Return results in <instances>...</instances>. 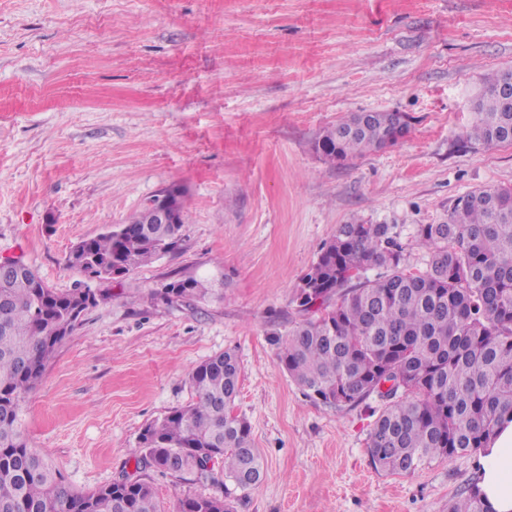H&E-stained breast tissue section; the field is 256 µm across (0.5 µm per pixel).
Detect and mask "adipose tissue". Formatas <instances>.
<instances>
[{"label":"adipose tissue","instance_id":"obj_1","mask_svg":"<svg viewBox=\"0 0 512 512\" xmlns=\"http://www.w3.org/2000/svg\"><path fill=\"white\" fill-rule=\"evenodd\" d=\"M478 490L488 512H512V421H504L478 457Z\"/></svg>","mask_w":512,"mask_h":512}]
</instances>
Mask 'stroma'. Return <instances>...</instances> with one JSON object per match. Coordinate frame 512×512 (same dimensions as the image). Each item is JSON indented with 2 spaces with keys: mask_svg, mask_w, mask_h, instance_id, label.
Wrapping results in <instances>:
<instances>
[{
  "mask_svg": "<svg viewBox=\"0 0 512 512\" xmlns=\"http://www.w3.org/2000/svg\"><path fill=\"white\" fill-rule=\"evenodd\" d=\"M512 66V0H0V256L50 287L101 298L23 404L30 444L76 490L136 475L145 426L192 404V370L234 351V411L265 474L236 512H448L477 454L414 473L367 453L383 406L310 399L277 365L303 314L300 279L337 227L393 224L410 272L418 225L512 186V144L461 139L488 72ZM355 112H400L395 146L340 164L315 149ZM185 197L181 247L119 281L87 282L71 249L160 190ZM224 285L168 302L169 279ZM162 512L223 495L152 473Z\"/></svg>",
  "mask_w": 512,
  "mask_h": 512,
  "instance_id": "stroma-1",
  "label": "stroma"
}]
</instances>
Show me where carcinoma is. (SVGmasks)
I'll list each match as a JSON object with an SVG mask.
<instances>
[{"label":"carcinoma","instance_id":"obj_1","mask_svg":"<svg viewBox=\"0 0 512 512\" xmlns=\"http://www.w3.org/2000/svg\"><path fill=\"white\" fill-rule=\"evenodd\" d=\"M512 68L483 78L476 121L464 132L483 146L512 143ZM409 132L399 112H358L323 132L330 163L395 145ZM139 210L83 240L67 264L88 280L124 277L180 248L184 214L148 224ZM425 271L406 270L393 224H341L302 277L306 314L279 346L277 364L312 399L330 406L386 402L368 435L373 468L411 474L435 457L485 447L512 417V186L457 198L443 224H420ZM379 270L371 277L368 272ZM208 279L166 283L168 301L203 296ZM90 287L58 292L30 267L0 280V512H161L149 477L89 492L65 482L29 445L22 403L57 348L97 305ZM240 366L226 351L190 374L196 401L148 424L132 449L139 469L242 490L257 486L263 459L251 426L234 413ZM180 512H235L229 496H187ZM448 512H487L476 484Z\"/></svg>","mask_w":512,"mask_h":512}]
</instances>
